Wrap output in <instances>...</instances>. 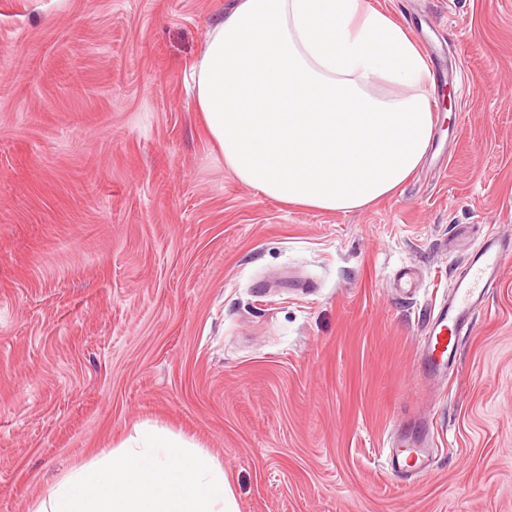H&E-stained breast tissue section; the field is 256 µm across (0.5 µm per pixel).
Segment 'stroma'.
I'll return each instance as SVG.
<instances>
[{
	"mask_svg": "<svg viewBox=\"0 0 512 512\" xmlns=\"http://www.w3.org/2000/svg\"><path fill=\"white\" fill-rule=\"evenodd\" d=\"M370 2L430 39L446 108L346 214L241 183L206 132L191 68L233 0H0V512L146 422L223 462L239 512H512V257L444 390L416 361L512 237V0ZM420 414L408 479L391 432ZM420 427L409 434L403 435L393 448L392 461L400 471H414L417 474L427 473L434 462L435 451L430 435L429 424L424 419H418ZM407 453L405 464L399 461V455ZM408 458L411 464L407 462Z\"/></svg>",
	"mask_w": 512,
	"mask_h": 512,
	"instance_id": "obj_1",
	"label": "stroma"
}]
</instances>
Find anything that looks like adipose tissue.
I'll use <instances>...</instances> for the list:
<instances>
[{"label":"adipose tissue","instance_id":"obj_1","mask_svg":"<svg viewBox=\"0 0 512 512\" xmlns=\"http://www.w3.org/2000/svg\"><path fill=\"white\" fill-rule=\"evenodd\" d=\"M193 75L226 168L285 204L369 207L410 178L431 144L427 59L367 0H235Z\"/></svg>","mask_w":512,"mask_h":512}]
</instances>
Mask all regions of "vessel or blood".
<instances>
[{"label":"vessel or blood","mask_w":512,"mask_h":512,"mask_svg":"<svg viewBox=\"0 0 512 512\" xmlns=\"http://www.w3.org/2000/svg\"><path fill=\"white\" fill-rule=\"evenodd\" d=\"M510 254L512 240L493 234L484 237L470 259L467 272L456 280L447 302L431 322L423 363L426 376L441 378L450 372L460 330L472 323L488 297L499 288L502 265ZM397 447L409 458L402 466L403 471L424 474L431 469L435 451L428 422H421L417 430L403 435Z\"/></svg>","instance_id":"1"}]
</instances>
